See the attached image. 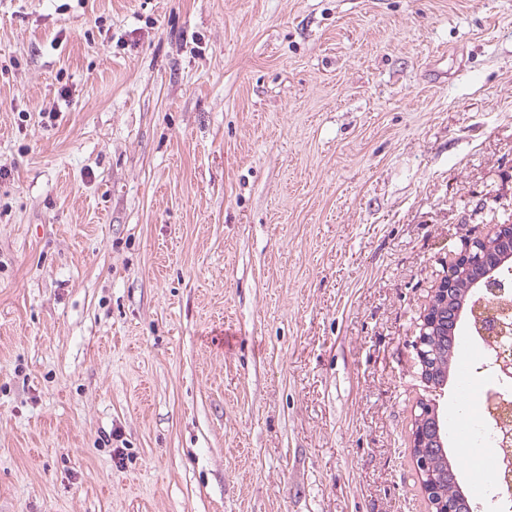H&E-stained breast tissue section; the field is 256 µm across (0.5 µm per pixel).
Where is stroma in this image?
Listing matches in <instances>:
<instances>
[{
    "label": "stroma",
    "instance_id": "1",
    "mask_svg": "<svg viewBox=\"0 0 512 512\" xmlns=\"http://www.w3.org/2000/svg\"><path fill=\"white\" fill-rule=\"evenodd\" d=\"M511 218L512 0H0V512H429L418 323ZM491 237L498 238L499 241H505L510 250L512 247V224L505 222L495 224L491 236L475 239L467 243L459 253L454 254L448 263L446 274L440 279L431 296L438 294L445 304H448L449 300H454L458 294L461 280L466 277L471 269L480 266L483 262L487 240H489L490 245L494 243V239Z\"/></svg>",
    "mask_w": 512,
    "mask_h": 512
}]
</instances>
